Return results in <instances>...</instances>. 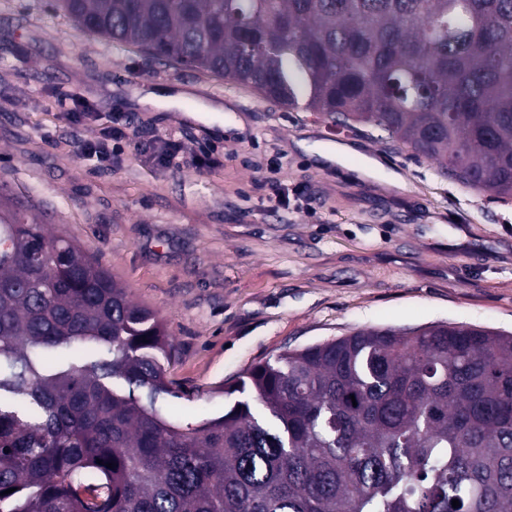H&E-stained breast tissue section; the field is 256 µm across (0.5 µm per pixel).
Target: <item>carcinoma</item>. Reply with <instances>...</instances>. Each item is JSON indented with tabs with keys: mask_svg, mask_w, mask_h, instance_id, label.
<instances>
[{
	"mask_svg": "<svg viewBox=\"0 0 512 512\" xmlns=\"http://www.w3.org/2000/svg\"><path fill=\"white\" fill-rule=\"evenodd\" d=\"M52 6L512 200V0ZM173 353L99 260L0 216V512H512L511 333L361 329L254 366L224 415L184 424L159 405Z\"/></svg>",
	"mask_w": 512,
	"mask_h": 512,
	"instance_id": "obj_1",
	"label": "carcinoma"
}]
</instances>
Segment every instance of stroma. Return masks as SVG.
<instances>
[{
    "label": "stroma",
    "instance_id": "obj_1",
    "mask_svg": "<svg viewBox=\"0 0 512 512\" xmlns=\"http://www.w3.org/2000/svg\"><path fill=\"white\" fill-rule=\"evenodd\" d=\"M191 88L166 109L143 89ZM91 117L72 124L61 95ZM223 102V129L189 118ZM128 138L110 168L82 151L112 113ZM216 146L209 169L154 164L162 138ZM347 145L343 162L325 148ZM398 174L359 176L362 158ZM24 206L76 241L164 319L172 419L221 416L253 365L368 328L466 323L512 331V201L441 176L436 163L339 133L249 87L79 31L50 0H0V212Z\"/></svg>",
    "mask_w": 512,
    "mask_h": 512
}]
</instances>
